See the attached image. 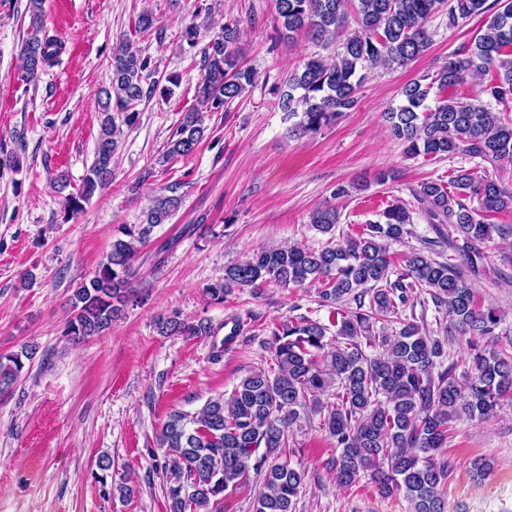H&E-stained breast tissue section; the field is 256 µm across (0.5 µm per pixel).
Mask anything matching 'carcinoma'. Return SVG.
Returning a JSON list of instances; mask_svg holds the SVG:
<instances>
[{"label":"carcinoma","mask_w":512,"mask_h":512,"mask_svg":"<svg viewBox=\"0 0 512 512\" xmlns=\"http://www.w3.org/2000/svg\"><path fill=\"white\" fill-rule=\"evenodd\" d=\"M43 0H29V24L22 40L24 80L36 79L61 52L43 16ZM357 29L347 34L349 5ZM281 31L305 32L327 46L342 39L334 58L314 55L290 73L279 106L291 125L288 135L312 137L354 109L369 70L405 66L430 46L426 24L443 12L448 24L485 15V28L433 75H424L402 89L404 103L385 114L391 134L407 155L445 156L466 152L485 161L512 164V120L495 105L512 102V0H275ZM239 22L229 20L204 48V75L196 88L199 107L182 113L168 141L165 158L194 153L204 135L202 112L219 110L240 97L255 81L244 62ZM150 61L130 43L112 49L110 85L99 91L100 131L94 159L77 192L65 195L64 217L84 209L112 179L121 127L139 123L137 104L158 90L173 93L178 76L167 84L151 79ZM489 76L484 97H456L427 103L430 90H446L469 77ZM449 191L437 181L424 182L417 199L435 224H446L463 241L468 269L483 263L484 245L499 232L486 222L491 213L512 211V191L466 169L451 177ZM478 206H471V200ZM181 198L157 195L141 224L119 227V237L94 275L69 298L73 316L65 335L82 341L112 327L131 301L130 280L137 245L169 221ZM384 223L370 224L361 236L335 241L338 215L331 206L314 211L310 223L329 235L320 249L304 246L264 247L224 269V278L206 289L224 302L236 290L261 282L304 288L320 285L322 303L336 314V334L306 317L290 318L272 329L269 344L277 370L256 368L227 397L206 402L194 416L174 413L158 436V447L172 465H164L163 485L169 512H210V506L255 480L263 490L255 512H296L304 472L284 460L293 443V428L320 415L319 429L340 450L332 461L336 483L344 487L369 475L377 490L401 493L413 512H443L442 492L452 467L446 448L449 422L486 421L512 402V355L489 351L480 339L495 335L503 315L477 304L462 272L422 250L405 258V270L391 279L385 242L408 232L409 212L392 206ZM430 296L444 313L450 336H465L471 364L464 381L458 364L443 366L441 342L420 326L401 318L400 310L418 295ZM386 321L391 330L371 333ZM163 335L209 336L211 325L161 317ZM378 351L369 355L366 349ZM34 351L0 355V395L20 380ZM334 396V401L326 400Z\"/></svg>","instance_id":"carcinoma-1"}]
</instances>
